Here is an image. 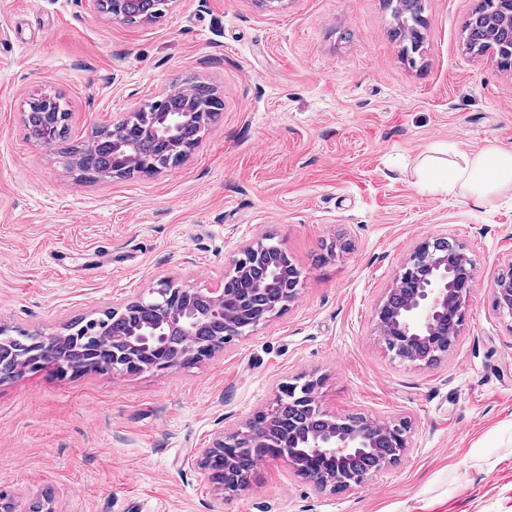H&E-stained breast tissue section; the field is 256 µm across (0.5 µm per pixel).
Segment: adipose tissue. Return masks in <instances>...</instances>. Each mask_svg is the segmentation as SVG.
<instances>
[{
  "mask_svg": "<svg viewBox=\"0 0 512 512\" xmlns=\"http://www.w3.org/2000/svg\"><path fill=\"white\" fill-rule=\"evenodd\" d=\"M420 182L467 193L476 202L492 204L512 190V150L491 145L477 153H458L456 160L424 158L417 167Z\"/></svg>",
  "mask_w": 512,
  "mask_h": 512,
  "instance_id": "obj_1",
  "label": "adipose tissue"
}]
</instances>
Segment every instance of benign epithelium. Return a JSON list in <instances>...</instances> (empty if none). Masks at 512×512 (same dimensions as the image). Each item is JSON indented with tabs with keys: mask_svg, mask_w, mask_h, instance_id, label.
Masks as SVG:
<instances>
[{
	"mask_svg": "<svg viewBox=\"0 0 512 512\" xmlns=\"http://www.w3.org/2000/svg\"><path fill=\"white\" fill-rule=\"evenodd\" d=\"M97 13H106L112 19L126 22L131 11L148 8L147 0H89ZM34 103L51 110L49 116L66 124L71 113L50 96L34 99ZM208 116L207 106L184 95L183 109L169 112H139L147 128L163 141L171 152L166 166H173L186 156L177 138V127L184 124L201 125ZM117 152L127 167L144 175L155 170L139 165L131 145L117 143ZM262 264L270 268L273 277L288 270L289 278L300 280V273L288 257V251L276 245L256 241L247 245L242 256L232 260L231 270L224 280H250L251 267ZM476 282L474 267L456 242L446 237L432 236L423 240L395 280L393 288L376 309L377 326L393 357L404 362L427 366L440 360L454 345L460 333L467 297ZM256 292L248 288L241 293H227L216 288L211 295L213 311L224 315L225 342L256 329L294 301L299 293L295 287L288 298L271 302L259 313L253 311L251 297ZM495 310L512 317V267L496 276L492 288ZM196 292L162 282L149 290L148 295L128 302L125 308L149 305L156 310L158 321L152 326L134 330L125 345L112 347L113 371L126 372L128 361L141 358L142 369L172 368L197 353L186 347L177 353L163 346L167 331L176 328L184 336H193L200 319L192 302ZM56 337H38L36 367L50 366L51 348ZM312 380L288 385V396L278 398L267 410L268 420L263 424H246L240 434L262 441L275 429L274 413L286 405L295 410L288 419V431L281 434L282 454L265 455L263 463L281 459L293 472L308 480L318 493L362 489L376 473L399 464L410 451L407 422H384L367 416H336L323 410ZM230 453L225 439L218 436L212 447L196 461L198 468L207 471L217 454ZM246 476H239L226 458L224 493L231 495L243 490Z\"/></svg>",
	"mask_w": 512,
	"mask_h": 512,
	"instance_id": "1",
	"label": "benign epithelium"
}]
</instances>
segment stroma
<instances>
[{"instance_id":"35a3bbf8","label":"stroma","mask_w":512,"mask_h":512,"mask_svg":"<svg viewBox=\"0 0 512 512\" xmlns=\"http://www.w3.org/2000/svg\"><path fill=\"white\" fill-rule=\"evenodd\" d=\"M478 0H426L407 61L385 0H175L155 24L87 0H0V327L46 337L159 282L222 287L264 239L302 273L295 301L199 362L140 373L24 371L0 383V494L17 512H512V191L494 206L422 187L420 159L512 150V70L469 53ZM193 80L220 120L179 164L88 180L24 123L59 96L76 142ZM455 240L476 286L437 365L393 358L375 310L426 237ZM314 380L322 407L410 425L368 487L316 493L280 460L225 496L194 466L214 438ZM493 304L500 314L512 317V267L506 273H499L493 282Z\"/></svg>"}]
</instances>
